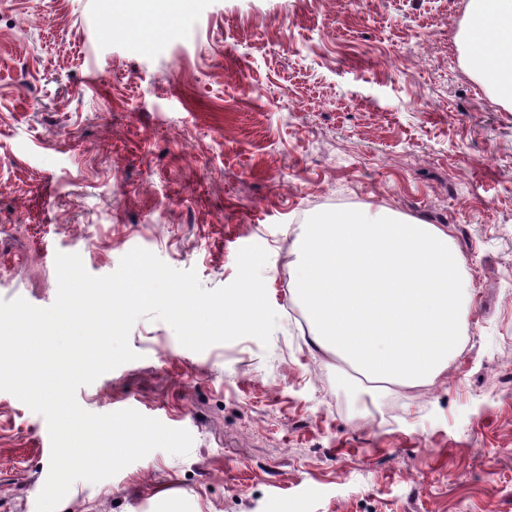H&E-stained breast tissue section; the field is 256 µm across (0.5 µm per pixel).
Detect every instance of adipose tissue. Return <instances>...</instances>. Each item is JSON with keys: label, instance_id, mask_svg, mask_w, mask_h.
<instances>
[{"label": "adipose tissue", "instance_id": "adipose-tissue-1", "mask_svg": "<svg viewBox=\"0 0 512 512\" xmlns=\"http://www.w3.org/2000/svg\"><path fill=\"white\" fill-rule=\"evenodd\" d=\"M459 60L512 108V0H469ZM290 292L316 350L372 397L430 386L465 347L470 274L448 227L360 211L303 225Z\"/></svg>", "mask_w": 512, "mask_h": 512}]
</instances>
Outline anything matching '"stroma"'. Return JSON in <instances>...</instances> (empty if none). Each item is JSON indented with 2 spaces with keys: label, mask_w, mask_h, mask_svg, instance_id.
<instances>
[{
  "label": "stroma",
  "mask_w": 512,
  "mask_h": 512,
  "mask_svg": "<svg viewBox=\"0 0 512 512\" xmlns=\"http://www.w3.org/2000/svg\"><path fill=\"white\" fill-rule=\"evenodd\" d=\"M469 0H196L114 37L113 0H0V299L57 296V253L141 247L211 290L263 247L269 344L195 352L141 319L137 360L76 393L193 437L57 512H512V111L464 68ZM381 208L446 226L471 274L445 383L375 400L315 351L288 285L302 225ZM45 418L0 391V512H36ZM178 1L174 4V9L171 12H148L146 17L149 18L150 23L145 27L141 34L149 38L165 35L173 29L174 25V12L188 10L194 1L192 0H169Z\"/></svg>",
  "instance_id": "35a3bbf8"
}]
</instances>
